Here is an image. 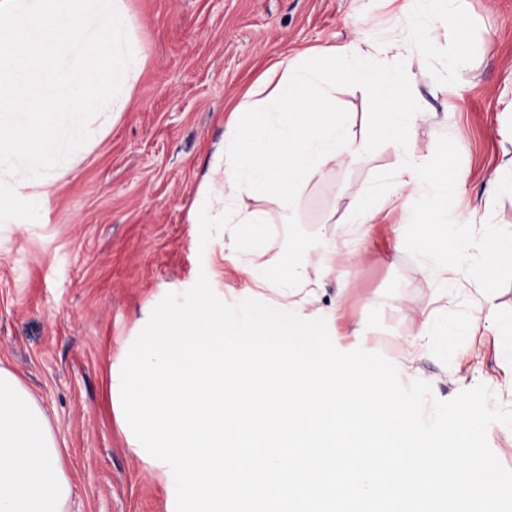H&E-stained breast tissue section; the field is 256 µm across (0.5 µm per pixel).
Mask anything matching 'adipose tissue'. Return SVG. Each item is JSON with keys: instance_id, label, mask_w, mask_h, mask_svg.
Instances as JSON below:
<instances>
[{"instance_id": "ef3b65f1", "label": "adipose tissue", "mask_w": 512, "mask_h": 512, "mask_svg": "<svg viewBox=\"0 0 512 512\" xmlns=\"http://www.w3.org/2000/svg\"><path fill=\"white\" fill-rule=\"evenodd\" d=\"M430 12L418 17L406 38L391 48L412 50L429 41L437 23L455 25L459 0H429ZM322 60L279 61L278 80L261 100L242 101L229 121L231 141L215 162L199 192L211 211L197 215L199 224H233L242 236L261 243L268 218L248 201L261 194L271 199L297 198L312 180L325 177L330 165L342 162L350 121L326 106L337 83L366 89L376 101L377 131L392 145L403 144L425 117L395 78L396 58L370 64L359 41L321 50ZM397 176L401 187H431L435 194L430 221L413 218L414 248L436 261V271L448 287L469 260L465 241H448L443 199L458 194L461 178L450 173L432 177L424 160L407 156ZM72 479L54 426L20 378L0 365V512H71Z\"/></svg>"}]
</instances>
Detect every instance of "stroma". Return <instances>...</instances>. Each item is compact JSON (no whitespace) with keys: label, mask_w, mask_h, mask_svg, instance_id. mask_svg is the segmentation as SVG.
<instances>
[{"label":"stroma","mask_w":512,"mask_h":512,"mask_svg":"<svg viewBox=\"0 0 512 512\" xmlns=\"http://www.w3.org/2000/svg\"><path fill=\"white\" fill-rule=\"evenodd\" d=\"M143 57L130 108L47 187L37 222L0 223V364L11 368L49 415L74 475L72 512H175L172 479L129 445L110 372L119 369L153 308L206 274L225 303L243 300L249 270L284 250L286 223L320 237L305 253L314 294L306 318H324L336 348L382 354L403 385L427 382L449 400L482 384L512 408L499 380L512 356V254L488 257L480 226L464 209L483 207L495 174L512 163V0H466L461 29L437 28L435 42L403 63L409 96L426 118L409 152L448 163L465 176L449 197L448 224L469 245L470 260L451 304L439 299L433 269L406 241L405 219L382 211L374 223L345 224L348 204L374 206L396 188L404 153L378 138L366 90L337 86L331 106L352 124L355 152L312 181L295 203L251 200L270 224L259 248H227L216 224H196L199 188L230 137V112L279 60L313 47L363 49L405 30L397 0H125ZM465 55L468 66L456 70ZM360 238L355 259L335 270L322 242ZM493 292L498 312L474 321L472 304ZM447 308L462 324L451 346L406 361L402 346L421 313Z\"/></svg>","instance_id":"obj_1"}]
</instances>
